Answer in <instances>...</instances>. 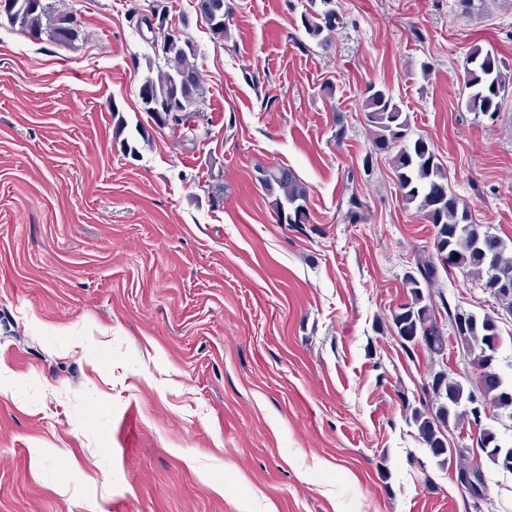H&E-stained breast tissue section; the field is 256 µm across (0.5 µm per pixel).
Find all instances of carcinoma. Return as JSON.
Listing matches in <instances>:
<instances>
[{"label":"carcinoma","mask_w":512,"mask_h":512,"mask_svg":"<svg viewBox=\"0 0 512 512\" xmlns=\"http://www.w3.org/2000/svg\"><path fill=\"white\" fill-rule=\"evenodd\" d=\"M224 0H197V9L205 19L213 37L227 40L231 37L228 12L222 8ZM324 9L318 17L303 21L305 33L318 39L326 31H333L339 17L333 8L334 0H321ZM64 12L55 9L51 0H32L27 10L11 20L19 31L46 37L55 42ZM162 53L166 68L158 70L156 77L145 79L148 97L140 98L143 110L154 121L166 123L169 111L174 110L172 123L194 131L191 122L193 106L200 91V78L188 57L194 55L192 44L174 34L163 33ZM464 87L470 90L465 101L467 111L475 116L494 117L501 111L503 101L512 85V68L489 50L475 44L471 47L463 67ZM362 109L366 124L372 135V150L390 156L398 189L402 200L416 206L417 213L434 229V251L417 257V274L406 276L410 299L399 305L392 313L393 330L403 341L422 343L433 354L445 350L446 338L438 325L435 311L425 303L423 287L431 285L438 276L439 268L452 266L482 283L485 290L492 286L491 270L477 248L479 233L471 220L467 206L441 201L439 193H454L448 188V173L430 144L423 138L412 137L409 119L392 95L384 89L373 86L367 90ZM115 121V138L119 139L123 151L135 152L127 139L123 138L125 120L117 108H112ZM257 180L262 188L273 197L274 212L281 224H307L309 214L307 202L309 190L286 166L262 167ZM465 318L466 335L461 341L466 347L470 362L482 371L488 363L491 347L500 341L497 320L486 314L479 317L473 313L448 311V320ZM490 402L502 409L512 408V384L503 380L487 381L483 384ZM429 396L438 402L435 412L415 408L412 421L422 441L437 455L448 454V458L459 457V473L474 475L477 487L470 491L472 498H482L485 482L479 468L469 465L463 454H454L446 447L443 429L458 425L470 419L480 425L481 419L474 415V409L461 408L462 402L472 403L475 393L465 390L458 381L445 373L434 375L429 385ZM479 448L492 463L503 461L501 469L512 470V447L501 445L497 434L484 428L477 438Z\"/></svg>","instance_id":"cac0c4a2"}]
</instances>
